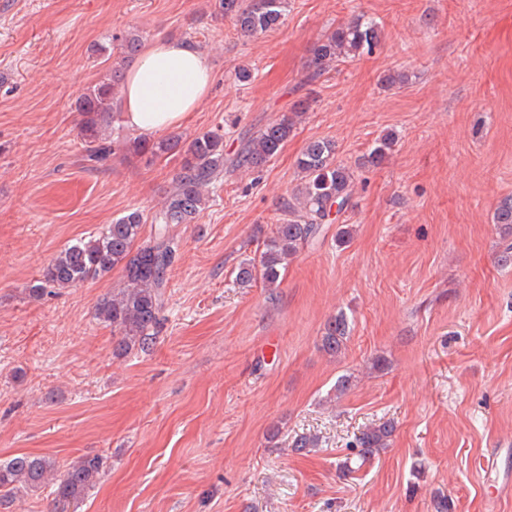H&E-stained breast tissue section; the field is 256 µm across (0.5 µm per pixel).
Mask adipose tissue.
<instances>
[{"label":"adipose tissue","mask_w":512,"mask_h":512,"mask_svg":"<svg viewBox=\"0 0 512 512\" xmlns=\"http://www.w3.org/2000/svg\"><path fill=\"white\" fill-rule=\"evenodd\" d=\"M211 83L202 51L177 40L152 43L127 73L122 122L147 136L177 129L208 94Z\"/></svg>","instance_id":"ef3b65f1"}]
</instances>
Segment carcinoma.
<instances>
[{"instance_id":"obj_1","label":"carcinoma","mask_w":512,"mask_h":512,"mask_svg":"<svg viewBox=\"0 0 512 512\" xmlns=\"http://www.w3.org/2000/svg\"><path fill=\"white\" fill-rule=\"evenodd\" d=\"M215 10L230 19L243 35L257 36L281 27L288 0H215ZM381 36V26L369 16L357 15L336 24L313 46L306 81H316L340 61L373 53ZM112 44L119 62L109 66L96 83L81 92L72 108L81 116L78 136L87 160L99 164L106 162L115 150L114 143L103 137V132L120 115L125 64L139 55L142 36L134 31L116 33L112 35ZM307 111V105L298 104L256 136L243 138L232 165L247 171L264 167L288 144ZM395 145L393 133L382 135L359 166L382 164ZM123 148L130 156L149 162L170 156L180 159L172 190L152 216V238L137 244L145 220L139 211H130L97 235L60 250L41 278L28 288L29 297L40 299L53 290L76 288L121 268L123 287L101 298L95 309L96 318L112 326L114 349L120 354L142 349L159 336L162 296L167 286L162 274L173 264L177 252L170 226L193 223L206 206L205 188L224 172L225 164L224 135L216 130L188 139L180 135L154 140L139 136L123 142ZM296 166L301 182L284 205L286 218L264 240L260 255L243 259L236 268V282L243 288L258 280L267 288L279 287L282 270L321 232V225L331 223L332 215L340 216L357 205L356 170L337 159L333 141H309L297 157ZM494 223L504 241L497 263L512 265V195L496 205ZM349 335L346 314H336L326 324L323 350L334 355L340 353ZM394 431L395 425L389 420L374 423L355 435L351 446L359 449V457L367 461L389 446ZM106 470L107 458L101 454L83 455L62 469L44 456L16 454L0 462V507L7 509L14 497L49 486L54 512H68L70 506L85 498Z\"/></svg>"}]
</instances>
